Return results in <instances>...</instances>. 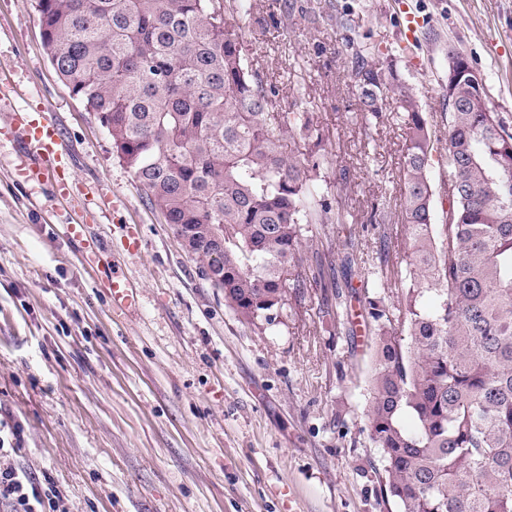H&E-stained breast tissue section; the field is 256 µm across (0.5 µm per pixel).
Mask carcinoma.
<instances>
[{"label":"carcinoma","mask_w":512,"mask_h":512,"mask_svg":"<svg viewBox=\"0 0 512 512\" xmlns=\"http://www.w3.org/2000/svg\"><path fill=\"white\" fill-rule=\"evenodd\" d=\"M60 78L112 138L167 224H194L199 271L224 269L239 321L270 325L289 288H322L336 247L310 260L306 225L352 223L323 197L322 134L309 112L276 111L229 20L249 0H35ZM352 61L364 109L398 93L407 130L400 175L409 252L388 232L367 275L396 301L357 298L374 347L365 410L400 512H512V133L467 77L448 108V223H433L435 131L392 65ZM299 141L287 148L293 129ZM224 235V253L203 241Z\"/></svg>","instance_id":"obj_1"}]
</instances>
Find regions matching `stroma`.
I'll return each instance as SVG.
<instances>
[{
  "mask_svg": "<svg viewBox=\"0 0 512 512\" xmlns=\"http://www.w3.org/2000/svg\"><path fill=\"white\" fill-rule=\"evenodd\" d=\"M235 20L248 63L280 109L312 112L363 252L374 207L399 217L406 148L396 96L364 118L350 61L373 45L435 130L448 110V55L482 74L512 128V0H250ZM422 25L403 44L400 20ZM0 68L13 109L59 130L67 162L35 185L0 112V419L19 425L12 461L50 478L67 512H392L364 410L371 340L359 315L332 316L308 284L273 324L238 321L117 157L44 47L33 0H0ZM64 179L83 237L63 232ZM119 272L139 307L114 315Z\"/></svg>",
  "mask_w": 512,
  "mask_h": 512,
  "instance_id": "obj_1",
  "label": "stroma"
}]
</instances>
